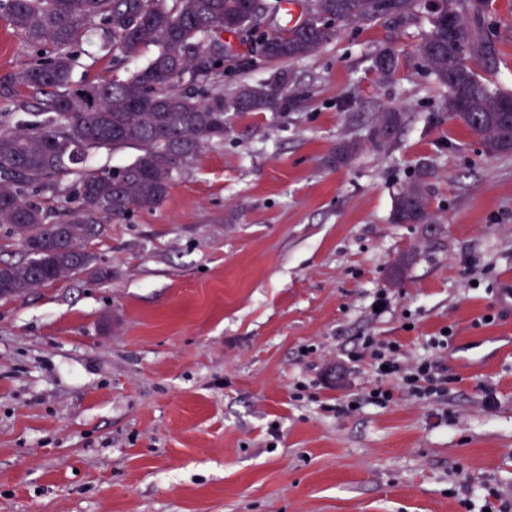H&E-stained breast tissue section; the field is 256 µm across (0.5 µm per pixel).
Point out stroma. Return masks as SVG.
I'll return each mask as SVG.
<instances>
[{"instance_id": "obj_1", "label": "stroma", "mask_w": 512, "mask_h": 512, "mask_svg": "<svg viewBox=\"0 0 512 512\" xmlns=\"http://www.w3.org/2000/svg\"><path fill=\"white\" fill-rule=\"evenodd\" d=\"M489 12L494 58L470 65L512 92V0ZM422 35L337 24L287 64L303 109L231 116L163 205L89 243L107 278L0 299V512H485L490 487L512 512V153L447 118ZM392 45L407 59L383 80L372 58ZM87 48L73 85L154 54ZM259 55L229 42L225 91L268 80ZM37 58L0 9V84ZM389 106L404 122L378 147ZM343 138L358 152L330 165ZM422 172L431 223H392ZM365 336L438 360L443 400L363 402Z\"/></svg>"}]
</instances>
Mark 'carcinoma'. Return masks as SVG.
Listing matches in <instances>:
<instances>
[{"instance_id": "carcinoma-1", "label": "carcinoma", "mask_w": 512, "mask_h": 512, "mask_svg": "<svg viewBox=\"0 0 512 512\" xmlns=\"http://www.w3.org/2000/svg\"><path fill=\"white\" fill-rule=\"evenodd\" d=\"M447 12H426L427 31L418 56L443 88L448 117L478 135L489 155L512 152V95L485 85L469 66L472 55L489 53L486 15L478 0H446ZM13 26L35 46L50 48L42 62L0 85V97L23 90L40 120L13 127L0 119V231L19 236L25 258L0 263V298L94 269L86 245L103 236L108 221L129 208L157 207L167 197L173 173L203 147L224 139L226 114L277 112L303 101L290 61L314 54L330 38L334 21L405 25L419 19L420 0H309L293 26L261 37L268 81L243 84L224 94L216 73L224 66V33H253L281 10L280 0H6ZM458 17L448 28V13ZM92 29L99 48L127 58L155 45L158 51L125 79L73 88L71 48ZM402 55L393 47L373 57L380 77H391ZM190 86H182L184 75ZM207 87L205 99L193 86ZM403 114L386 109L372 137L388 140ZM134 147L135 158L113 170H90L88 156L101 149ZM357 144L336 145V164L347 163ZM61 175L76 177L81 206L62 220L25 197L30 187L45 188ZM397 224H429L425 183L413 181L397 196Z\"/></svg>"}]
</instances>
